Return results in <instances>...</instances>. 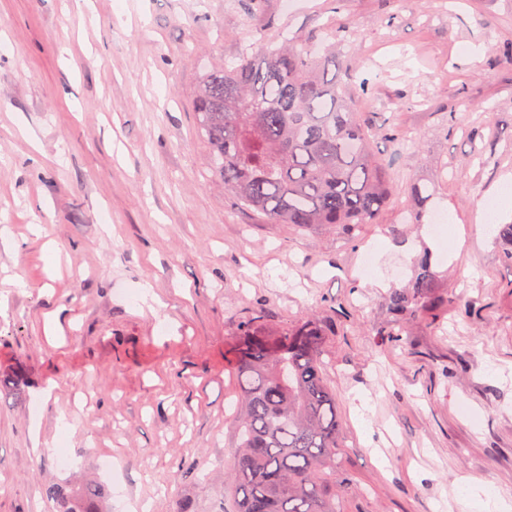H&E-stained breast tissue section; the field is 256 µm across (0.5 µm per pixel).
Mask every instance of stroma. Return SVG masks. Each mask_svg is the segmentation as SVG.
<instances>
[{"label":"stroma","instance_id":"1","mask_svg":"<svg viewBox=\"0 0 512 512\" xmlns=\"http://www.w3.org/2000/svg\"><path fill=\"white\" fill-rule=\"evenodd\" d=\"M284 37L333 45L396 186L380 223L269 224L213 176L202 74ZM507 176L512 0H0V512L90 481L109 512H233L257 315L331 327L340 512H457L464 478L512 505V263L474 219ZM412 181L446 223H404ZM435 277L427 261L421 263L414 281L409 288L411 291L396 292L390 298V308L396 316L416 312L428 299V288H434Z\"/></svg>","mask_w":512,"mask_h":512}]
</instances>
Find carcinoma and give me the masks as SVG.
Segmentation results:
<instances>
[{"label":"carcinoma","instance_id":"1","mask_svg":"<svg viewBox=\"0 0 512 512\" xmlns=\"http://www.w3.org/2000/svg\"><path fill=\"white\" fill-rule=\"evenodd\" d=\"M317 45L269 44L202 76L195 102L212 171L242 206L268 224H375L392 202L388 165L347 104ZM435 188L413 182L406 223L416 224ZM497 241L512 263V224ZM435 277L421 263L410 290L390 298L397 316L416 312ZM326 330L315 319L273 329L255 317L234 339L239 450L230 471L235 512H336L341 422L324 380ZM61 512H102L97 485L41 488Z\"/></svg>","mask_w":512,"mask_h":512}]
</instances>
